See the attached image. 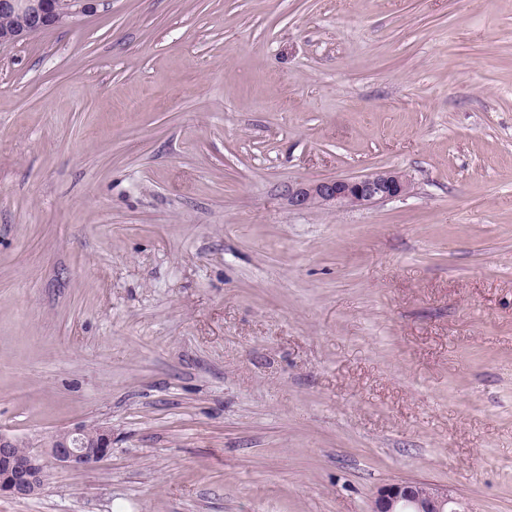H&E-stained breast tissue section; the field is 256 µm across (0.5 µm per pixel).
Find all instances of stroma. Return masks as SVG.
I'll use <instances>...</instances> for the list:
<instances>
[{
  "instance_id": "35a3bbf8",
  "label": "stroma",
  "mask_w": 512,
  "mask_h": 512,
  "mask_svg": "<svg viewBox=\"0 0 512 512\" xmlns=\"http://www.w3.org/2000/svg\"><path fill=\"white\" fill-rule=\"evenodd\" d=\"M397 169L411 195L296 209ZM0 512H512V0H112L0 49ZM21 442L0 432V496L26 499L45 485L48 464L74 470L93 466L112 449V430L84 424L46 435L37 446L19 451ZM370 512H474L447 490L412 481H396L378 491Z\"/></svg>"
}]
</instances>
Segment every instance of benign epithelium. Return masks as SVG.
Listing matches in <instances>:
<instances>
[{
  "mask_svg": "<svg viewBox=\"0 0 512 512\" xmlns=\"http://www.w3.org/2000/svg\"><path fill=\"white\" fill-rule=\"evenodd\" d=\"M110 0H0V10L26 17L20 28L0 29V47L23 41L51 27L73 26L96 14ZM412 183L398 170H377L351 178H327L289 193L299 209L354 207L401 198ZM20 441L0 432V496L26 499L45 485L48 464L74 470L93 466L112 449V429L84 424L46 435L37 446L19 450ZM371 512H473L466 500L433 485L396 481L378 491Z\"/></svg>",
  "mask_w": 512,
  "mask_h": 512,
  "instance_id": "benign-epithelium-1",
  "label": "benign epithelium"
}]
</instances>
